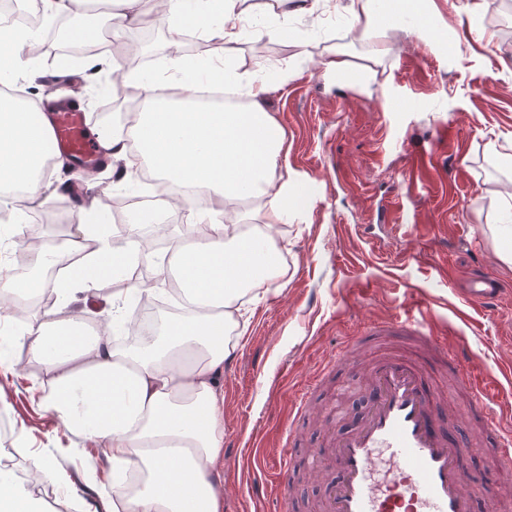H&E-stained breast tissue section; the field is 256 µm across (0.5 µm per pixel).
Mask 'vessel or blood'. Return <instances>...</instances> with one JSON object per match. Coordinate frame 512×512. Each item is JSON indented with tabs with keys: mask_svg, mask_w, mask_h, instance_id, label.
<instances>
[{
	"mask_svg": "<svg viewBox=\"0 0 512 512\" xmlns=\"http://www.w3.org/2000/svg\"><path fill=\"white\" fill-rule=\"evenodd\" d=\"M85 113L56 108L47 150L94 166L95 144L87 135ZM502 288L493 277L472 273L460 293L472 306L494 304ZM402 339V347L382 352L369 367L373 401L353 429L331 433L337 475L329 479L319 512H505L500 486L474 490L466 485L463 461L468 443L451 439L439 410L441 393L428 370L435 358L455 377L468 400L479 433L493 444L488 467L498 476L512 472V410L504 408L497 382L472 373L465 347L442 344L413 315L374 321L337 352L348 360L356 347L381 339ZM292 437L276 454L275 494L288 501L296 457Z\"/></svg>",
	"mask_w": 512,
	"mask_h": 512,
	"instance_id": "b4317fda",
	"label": "vessel or blood"
}]
</instances>
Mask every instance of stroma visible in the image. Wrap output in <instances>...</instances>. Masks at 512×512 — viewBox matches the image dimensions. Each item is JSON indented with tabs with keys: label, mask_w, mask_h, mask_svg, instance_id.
<instances>
[{
	"label": "stroma",
	"mask_w": 512,
	"mask_h": 512,
	"mask_svg": "<svg viewBox=\"0 0 512 512\" xmlns=\"http://www.w3.org/2000/svg\"><path fill=\"white\" fill-rule=\"evenodd\" d=\"M505 10V0H428L423 18L368 29L342 8H319L289 15L287 38L259 40L252 29L280 18L265 0H247L232 68L245 87L269 72L287 73V83H270L266 103L285 134L288 172L307 186L308 202L299 218L280 225L287 272L246 298L247 331L218 378L224 512L276 508L270 453L294 420L296 398L366 324L421 300L438 334L465 344L481 373L500 379L512 367V264L501 259L490 231L496 203L512 194V170L498 160L512 154V23H502ZM142 15L130 27L107 28V42L136 52L151 32L160 40L151 54L154 72L181 80L164 30L150 23V9ZM425 26L437 45L420 36ZM332 59L345 60L347 71L329 69ZM36 69V80L15 82L16 93L39 103L51 89L87 114L90 130L99 128L100 77L81 67L61 72L47 53ZM115 168L104 157L89 187L56 157L47 191L30 208L51 228L86 223L87 200L116 195ZM477 269L503 287L488 309L467 305L459 293ZM369 363L362 349L349 365L335 366L311 398L297 450L321 456L330 432L363 416ZM37 375L27 366L15 383L0 384V444L21 438L44 450L62 476L39 488L55 512H72L79 502L86 512H112L90 488L111 474V460L30 404L24 388ZM439 387L440 409L455 433L473 439L463 390L448 377ZM330 470L326 462L317 472L301 466L293 512H316Z\"/></svg>",
	"instance_id": "stroma-1"
}]
</instances>
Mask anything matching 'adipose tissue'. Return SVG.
<instances>
[{
  "instance_id": "1",
  "label": "adipose tissue",
  "mask_w": 512,
  "mask_h": 512,
  "mask_svg": "<svg viewBox=\"0 0 512 512\" xmlns=\"http://www.w3.org/2000/svg\"><path fill=\"white\" fill-rule=\"evenodd\" d=\"M32 37L24 28L0 32L1 78L27 68ZM122 79L138 88L141 107L126 132L98 133L104 153L122 161V179L146 167L208 198L187 213L195 237L174 240L169 258L157 261L159 274L177 279L182 311L167 320L151 352L118 349L111 320L88 322L73 304L148 244L134 233L101 238L69 265L66 256L87 236L78 224L52 251L29 254L31 279L8 276L0 255V334L21 340L40 367L32 399L116 467L137 473L135 488L106 489L112 512H223L218 377L237 346L224 331L231 325L245 335L247 323L236 318L240 294L281 275L274 232L295 219L307 189L288 176V149L266 110L263 82L251 83L246 108L206 109L192 106L189 94L171 97L161 77L128 71ZM48 130L45 113L0 93V193L18 187L24 200L42 195L36 167ZM57 265L62 287L52 309L17 329V300L34 298L36 276ZM26 454L27 480L0 469V512H53L32 486L58 475L38 449Z\"/></svg>"
}]
</instances>
